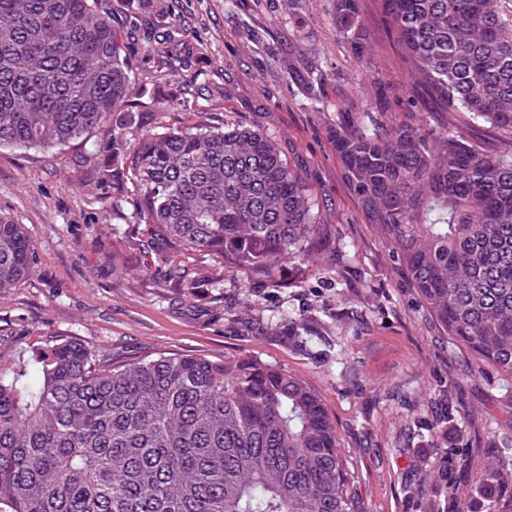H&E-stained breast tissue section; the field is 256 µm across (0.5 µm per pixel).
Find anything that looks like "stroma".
<instances>
[{
  "label": "stroma",
  "mask_w": 512,
  "mask_h": 512,
  "mask_svg": "<svg viewBox=\"0 0 512 512\" xmlns=\"http://www.w3.org/2000/svg\"><path fill=\"white\" fill-rule=\"evenodd\" d=\"M164 3L198 53L161 71L155 15L144 7L134 22L129 0H107L145 87L138 112L114 114L113 127L142 135L205 121L274 138L318 195L325 226L314 264L285 265L274 284L228 275L220 288L171 287L138 247L125 198L75 163L78 146L2 147L0 210L26 225L33 268L0 293V370L65 339L104 363L164 352L249 358L321 395L359 512H461L478 476L459 467L461 449L512 472V378L446 335L421 304L389 244L364 223L330 138L338 108L375 111L382 93L391 124L409 117L431 128L446 114L413 92L376 0L364 15L376 46L366 64L337 32L334 0H302L292 15L283 0ZM291 66L318 69L317 103L285 78ZM172 88L183 107L160 111Z\"/></svg>",
  "instance_id": "obj_1"
}]
</instances>
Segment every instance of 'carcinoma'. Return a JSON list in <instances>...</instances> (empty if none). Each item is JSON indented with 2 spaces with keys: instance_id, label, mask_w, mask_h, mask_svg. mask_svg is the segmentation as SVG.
<instances>
[{
  "instance_id": "1",
  "label": "carcinoma",
  "mask_w": 512,
  "mask_h": 512,
  "mask_svg": "<svg viewBox=\"0 0 512 512\" xmlns=\"http://www.w3.org/2000/svg\"><path fill=\"white\" fill-rule=\"evenodd\" d=\"M366 0H334L355 60L370 58ZM417 92L448 114L425 130L343 112L331 130L365 223L445 333L512 378V0H380ZM194 55L168 38L166 65ZM136 86L101 0H0V147L54 148L108 133L112 162L76 158L99 185L130 180L164 277L186 291L224 273L277 283L311 264L316 199L278 142L242 126L170 128L134 150L112 127ZM486 125L497 149L470 130ZM195 264L188 265V260ZM33 257L25 225L0 212V292ZM0 372V512H356L322 400L248 358L178 354L102 365L76 340ZM471 501L492 503L480 464Z\"/></svg>"
}]
</instances>
